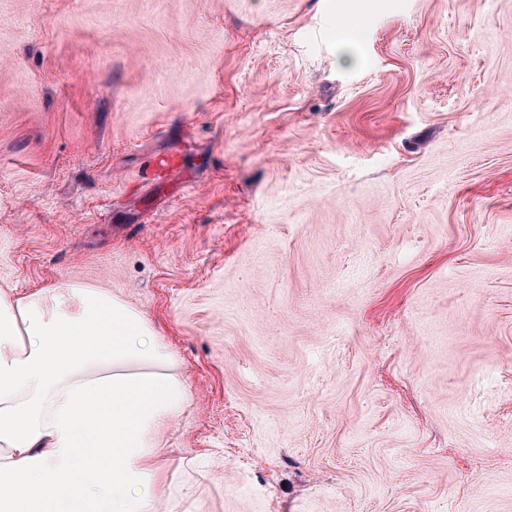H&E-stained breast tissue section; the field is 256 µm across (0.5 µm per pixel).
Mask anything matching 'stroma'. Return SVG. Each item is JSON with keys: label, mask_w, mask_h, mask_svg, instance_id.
Returning <instances> with one entry per match:
<instances>
[{"label": "stroma", "mask_w": 512, "mask_h": 512, "mask_svg": "<svg viewBox=\"0 0 512 512\" xmlns=\"http://www.w3.org/2000/svg\"><path fill=\"white\" fill-rule=\"evenodd\" d=\"M61 279L198 512H512V0H0V290Z\"/></svg>", "instance_id": "1"}]
</instances>
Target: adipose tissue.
Wrapping results in <instances>:
<instances>
[{"label":"adipose tissue","mask_w":512,"mask_h":512,"mask_svg":"<svg viewBox=\"0 0 512 512\" xmlns=\"http://www.w3.org/2000/svg\"><path fill=\"white\" fill-rule=\"evenodd\" d=\"M188 402L152 322L108 289L0 294V512H197L162 459Z\"/></svg>","instance_id":"ef3b65f1"}]
</instances>
